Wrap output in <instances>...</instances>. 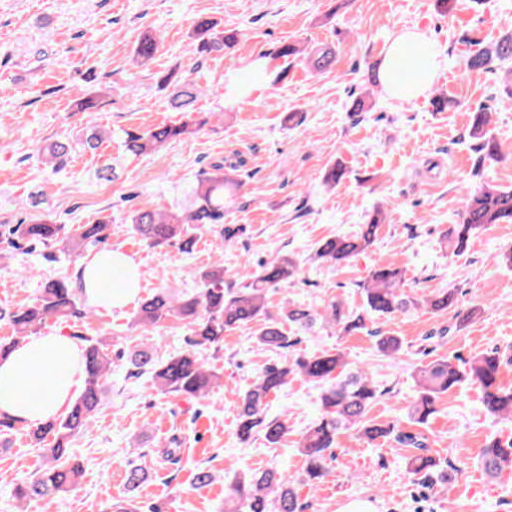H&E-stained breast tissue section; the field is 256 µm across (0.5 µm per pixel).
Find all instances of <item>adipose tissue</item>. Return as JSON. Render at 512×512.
I'll list each match as a JSON object with an SVG mask.
<instances>
[{
	"instance_id": "obj_1",
	"label": "adipose tissue",
	"mask_w": 512,
	"mask_h": 512,
	"mask_svg": "<svg viewBox=\"0 0 512 512\" xmlns=\"http://www.w3.org/2000/svg\"><path fill=\"white\" fill-rule=\"evenodd\" d=\"M415 42L420 55L411 67H402L399 56L406 42ZM442 58L435 43L421 31H404L384 50L380 64L381 83L393 97L416 99L433 86ZM130 257L113 250L96 253L83 264V285L88 301L112 308L127 303L136 290L126 276L137 273ZM110 289H102L104 281ZM83 380L81 350L69 337L49 334L32 336L0 358V414L17 422L37 425L66 411Z\"/></svg>"
}]
</instances>
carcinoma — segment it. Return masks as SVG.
<instances>
[{
	"mask_svg": "<svg viewBox=\"0 0 512 512\" xmlns=\"http://www.w3.org/2000/svg\"><path fill=\"white\" fill-rule=\"evenodd\" d=\"M192 39L194 53L205 59L227 54V49L236 42L237 34L225 33L212 18L200 15L194 22ZM157 49L156 37L141 38L135 46L133 63L138 67L147 66ZM297 55L303 56L308 66L317 72L330 69L334 62V50L330 47L307 49L294 43H283L276 51L279 58ZM510 58L512 34H507L492 48L473 54L467 67L486 68L496 59L506 61ZM160 85L168 89L170 106L176 112L191 111L192 104L205 93L199 84L183 81L173 72L162 77ZM74 102L76 111L94 112L100 105V97L92 92H81ZM489 122L490 112L486 109L474 112L469 137L476 140L481 160L497 161L500 147L489 134ZM207 124L208 119L201 118L193 128L187 122H173L154 128L124 129L122 147L126 154L140 156L158 151ZM102 142L103 132L90 127L76 138L46 141L36 148V153L52 172L59 173L72 153L80 148L95 150ZM245 166L246 159L239 154L214 162L181 187V197L170 209L131 211L126 222L130 224L132 234L150 247L170 246L189 254L196 243V232L205 230L214 235L218 248H224V242L233 237L231 230L224 227V213L240 197ZM385 220V210H374L370 220L361 225L356 234L318 243L314 258L331 267L341 265L375 243L380 224ZM110 223L112 216L103 215L73 231L64 224L34 218L10 227L8 244L14 247L23 242L46 248L61 244L63 249L79 257L106 243ZM492 224H512V188L483 184L469 191L460 221L449 228L445 242L454 252L461 253L471 237ZM295 275L293 260L286 254H279L247 273L249 283L237 288L224 281L223 261H214L195 272L200 283L195 292L179 294L170 288H161L143 299L131 325L134 330L149 333L175 319L190 328V351L165 360L139 351L129 358L132 366L129 375L150 377L162 393L200 400L209 395L220 376L207 367L198 350L220 346L224 342V332L240 325L263 323L257 343L277 351L281 360L265 369L240 395L237 432L244 440L262 431L268 443L276 444L288 434L286 422L267 419L265 409L268 396L287 386L289 377L300 376L323 384L320 414L299 441L306 462L302 479L281 471L255 472L237 479L225 491L227 512H303L306 505L299 501L295 484L302 482L313 486L326 477L327 460L333 457L336 438L344 429L353 428L368 441L388 437L402 447L416 449L417 453L408 461L409 469L415 475L427 476L435 467V460L427 455L423 438L403 431L396 423L379 424L368 417L381 392L366 372L349 366L340 351L313 356L294 354L291 350L294 341L285 330L287 324L310 330L320 323L350 333L365 328V322L374 317L391 318L409 312L418 301L399 292L402 271L388 262L377 265L363 285V306L353 313H344L340 304L334 301L325 305L321 313L290 302L272 311L268 302L270 289L290 286ZM82 292L83 289L73 287L68 278L61 277L49 282L30 306L21 309L0 306V321L9 323L14 331L10 341L0 342V356L37 334L39 327L51 318L84 320L92 315L94 309L82 302ZM456 303L451 291H441L423 299V305L433 311L451 309ZM86 342L82 355V391L65 417L50 420L34 431L35 447L45 464L35 478L15 489L21 504L34 497L68 492L79 483L82 468L73 462L68 444L98 410L112 374V342L92 337ZM377 347L387 357L398 355L402 349L401 341L395 336L378 337ZM503 365V356L493 351L473 358L463 369L447 359L415 367L413 376L418 395L408 411L409 418L416 423H426L436 413L435 402L439 395L465 382L480 389L483 405L489 413L512 417V388H505L500 382ZM481 462L488 475L497 476L505 466L512 464V438L491 439L482 450Z\"/></svg>",
	"mask_w": 512,
	"mask_h": 512,
	"instance_id": "carcinoma-1",
	"label": "carcinoma"
}]
</instances>
